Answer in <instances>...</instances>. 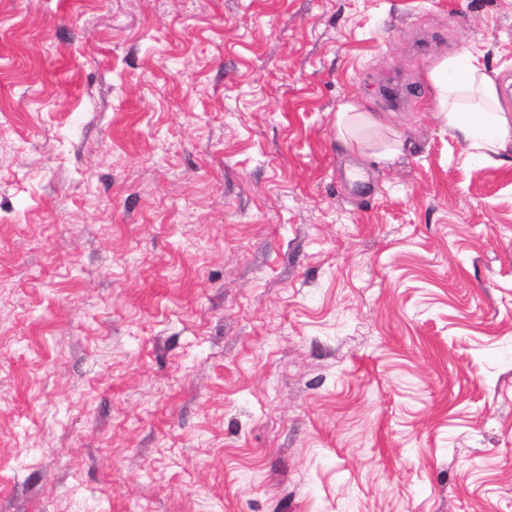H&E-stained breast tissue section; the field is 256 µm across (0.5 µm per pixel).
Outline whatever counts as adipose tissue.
I'll return each mask as SVG.
<instances>
[{"label":"adipose tissue","mask_w":512,"mask_h":512,"mask_svg":"<svg viewBox=\"0 0 512 512\" xmlns=\"http://www.w3.org/2000/svg\"><path fill=\"white\" fill-rule=\"evenodd\" d=\"M436 112L478 160L512 149V120L499 104L493 79L479 55L444 60L432 73Z\"/></svg>","instance_id":"1"}]
</instances>
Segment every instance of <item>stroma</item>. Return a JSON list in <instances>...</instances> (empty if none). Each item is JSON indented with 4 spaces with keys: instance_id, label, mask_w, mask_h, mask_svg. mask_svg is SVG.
<instances>
[{
    "instance_id": "1",
    "label": "stroma",
    "mask_w": 512,
    "mask_h": 512,
    "mask_svg": "<svg viewBox=\"0 0 512 512\" xmlns=\"http://www.w3.org/2000/svg\"><path fill=\"white\" fill-rule=\"evenodd\" d=\"M473 49L512 0H0V512H512ZM480 55L445 59L431 74L436 92V114L455 136L478 150L473 156L481 161L510 163L512 159H493L512 146V123L499 104L493 79L486 73ZM463 71L459 80L455 74ZM336 126L344 142H354L360 145L357 138L359 132L367 128H374L377 125L369 113L360 112L354 105L347 104L337 112Z\"/></svg>"
}]
</instances>
